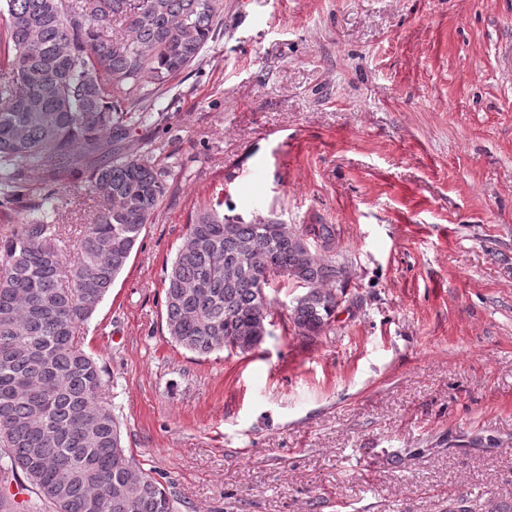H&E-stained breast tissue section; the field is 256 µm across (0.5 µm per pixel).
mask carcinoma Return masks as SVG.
Returning <instances> with one entry per match:
<instances>
[{
    "mask_svg": "<svg viewBox=\"0 0 512 512\" xmlns=\"http://www.w3.org/2000/svg\"><path fill=\"white\" fill-rule=\"evenodd\" d=\"M10 75L0 86V207L30 171L60 173L113 144L73 185L103 201L79 225L67 283L62 225L30 212L0 243V475L35 494L24 512H179V500L135 462L102 396L94 357L75 343L123 270L169 189L170 173L118 148L147 118L142 91L195 62L220 24L222 0H6ZM125 31H112V20ZM348 260L334 224L236 223L198 212L166 268L171 339L198 356L247 354L269 335L261 286L303 292L288 323L312 340L331 329Z\"/></svg>",
    "mask_w": 512,
    "mask_h": 512,
    "instance_id": "cac0c4a2",
    "label": "carcinoma"
}]
</instances>
